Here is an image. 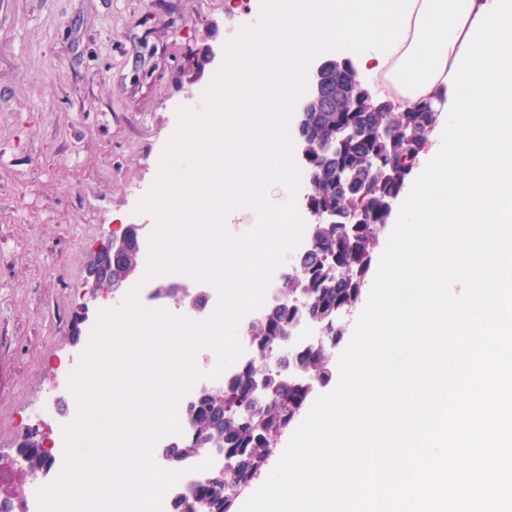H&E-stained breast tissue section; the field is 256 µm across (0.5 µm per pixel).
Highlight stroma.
<instances>
[{
	"label": "stroma",
	"mask_w": 512,
	"mask_h": 512,
	"mask_svg": "<svg viewBox=\"0 0 512 512\" xmlns=\"http://www.w3.org/2000/svg\"><path fill=\"white\" fill-rule=\"evenodd\" d=\"M254 0H0V470L60 397L90 250L129 225L177 128L192 60Z\"/></svg>",
	"instance_id": "1"
}]
</instances>
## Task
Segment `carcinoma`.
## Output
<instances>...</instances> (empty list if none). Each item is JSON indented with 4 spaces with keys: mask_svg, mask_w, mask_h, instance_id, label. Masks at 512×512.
<instances>
[{
    "mask_svg": "<svg viewBox=\"0 0 512 512\" xmlns=\"http://www.w3.org/2000/svg\"><path fill=\"white\" fill-rule=\"evenodd\" d=\"M324 77L336 87L363 84L348 59L327 69ZM311 100L305 97L308 109L299 113L296 125L310 187L305 208L313 216L330 209L334 221L309 225V246L282 272L277 301L247 326L254 356L220 389L204 391L183 409L187 437L168 447L171 462L201 458L217 448L224 452V463L177 496L176 512H185L189 503L201 512H232L236 488L264 463L310 398L305 384L289 375L300 367L319 383L331 377L334 350L346 334L336 311L362 300L377 249L373 228L387 223L438 120L429 108L432 99L402 111L367 84L329 109ZM139 255L132 243L130 251L112 257V280L133 277ZM300 323L318 326L326 340L314 346L297 340L282 354ZM261 374L268 376L269 389L255 395L253 379ZM19 454L23 481L28 471L48 462L36 441H22Z\"/></svg>",
    "mask_w": 512,
    "mask_h": 512,
    "instance_id": "cac0c4a2",
    "label": "carcinoma"
}]
</instances>
